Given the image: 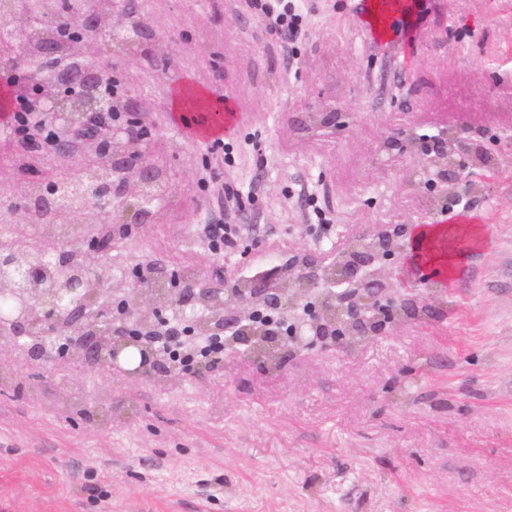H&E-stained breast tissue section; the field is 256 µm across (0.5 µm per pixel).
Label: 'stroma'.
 Here are the masks:
<instances>
[{"label": "stroma", "mask_w": 512, "mask_h": 512, "mask_svg": "<svg viewBox=\"0 0 512 512\" xmlns=\"http://www.w3.org/2000/svg\"><path fill=\"white\" fill-rule=\"evenodd\" d=\"M265 2L145 0L175 54L117 78L154 106L150 151L174 194L165 223L113 242V262L129 282L142 259L220 275L295 241L326 252L341 232L434 224L454 269L406 279L446 287L356 352L319 343L274 373L228 350L174 388L67 370L39 390L37 370L14 369L0 512H512V0H397L381 35L365 0H299L292 41ZM164 69L214 108L235 102L231 160L175 120ZM324 101L335 127L305 131ZM460 127L502 176L427 213L436 187L404 185L417 144ZM219 218L245 233L216 254L200 228ZM105 386L126 407L108 426L58 400L92 407Z\"/></svg>", "instance_id": "obj_1"}]
</instances>
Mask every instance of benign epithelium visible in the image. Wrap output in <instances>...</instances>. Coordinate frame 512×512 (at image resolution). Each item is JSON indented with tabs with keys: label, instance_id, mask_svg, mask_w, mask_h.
<instances>
[{
	"label": "benign epithelium",
	"instance_id": "1",
	"mask_svg": "<svg viewBox=\"0 0 512 512\" xmlns=\"http://www.w3.org/2000/svg\"><path fill=\"white\" fill-rule=\"evenodd\" d=\"M142 11L141 0H112V16L122 20ZM108 16L91 9L81 14L83 26L101 39L110 34ZM159 20L138 37L139 49H122L113 59L132 62L141 58V49L165 45L168 61L175 50L174 41L160 36ZM103 52L93 62L79 59L69 68L53 75L50 85L41 84L26 54L20 50L1 51L0 69L17 74L16 87L26 97H34L33 116L59 131L54 153L72 156L78 165L100 163L112 170V187L85 190L84 212L93 213L90 223L105 234L93 241L72 237L74 247H56L51 252L55 266L64 275L76 264L90 274L87 280L72 284L80 301L67 306L56 303L54 292L39 284L37 272L26 280L29 313L16 315L5 311L11 333L0 336V371L11 367L43 370V381L50 385L57 372L72 366L85 371L119 373L131 380L173 382L181 378L175 360L160 351L155 341L171 332V322L160 317L158 300L166 281V266L149 264L143 283L134 295L118 302V314L110 313L113 298L121 289L103 264V256L118 236L127 234L129 225L154 224L155 199L142 195L156 181L164 165L149 154L151 128L143 117L153 111L151 102L136 99L131 92L112 93V99L97 97L100 81L112 75L114 64H102ZM336 125V113L323 105V111L308 113L305 130ZM433 153L422 176L436 177L443 185L467 186L465 165L448 155H473L472 141L453 137L452 149L435 138ZM9 168L0 166V185L13 195L0 201V209L12 214L29 209L30 180L19 177L35 171L40 182L51 181V170L44 167L45 154L36 150L20 151L9 140ZM408 224H391L342 235L336 252L328 258L305 246L289 249L290 262L277 264L242 286L243 277L223 275L218 279L196 274L182 281L181 287L164 295L170 310L199 306L203 315L189 322L190 330L181 337L182 353L192 356L200 339L224 337L225 346H245L243 355L268 368L282 366L288 354L313 338L325 337L349 351L355 350L381 327L401 316L418 317L429 306L428 297L408 288L400 293L395 282L402 281L386 262L407 259Z\"/></svg>",
	"mask_w": 512,
	"mask_h": 512
}]
</instances>
